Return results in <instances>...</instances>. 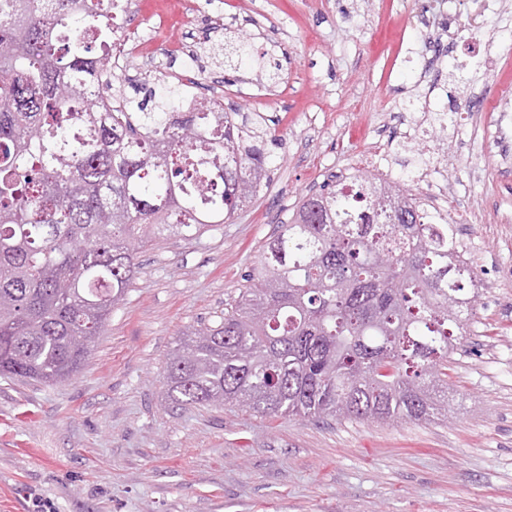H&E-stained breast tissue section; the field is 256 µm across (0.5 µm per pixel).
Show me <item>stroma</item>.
I'll list each match as a JSON object with an SVG mask.
<instances>
[{
    "mask_svg": "<svg viewBox=\"0 0 512 512\" xmlns=\"http://www.w3.org/2000/svg\"><path fill=\"white\" fill-rule=\"evenodd\" d=\"M197 0H153L138 33L191 46L224 101L272 119L271 182L228 223L167 236L88 360L55 384L0 377V512H512V171L491 108L512 63L466 57L472 0H430L456 41L424 44L420 0H210L197 27L160 17ZM189 60L158 57L145 86L164 96ZM421 121L411 139L406 118ZM388 162L397 188L424 196L440 168L449 223L472 234L486 298L448 364L447 421L267 418L234 406L165 402L166 362L183 334L223 316L276 224L330 176Z\"/></svg>",
    "mask_w": 512,
    "mask_h": 512,
    "instance_id": "35a3bbf8",
    "label": "stroma"
}]
</instances>
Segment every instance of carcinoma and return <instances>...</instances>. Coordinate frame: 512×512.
Listing matches in <instances>:
<instances>
[{
	"mask_svg": "<svg viewBox=\"0 0 512 512\" xmlns=\"http://www.w3.org/2000/svg\"><path fill=\"white\" fill-rule=\"evenodd\" d=\"M114 0H0V374L76 375L138 250L230 220L270 181L267 118L202 105L103 112ZM453 225L373 176L306 194L224 317L171 354L178 406L269 418H448L472 300Z\"/></svg>",
	"mask_w": 512,
	"mask_h": 512,
	"instance_id": "1",
	"label": "carcinoma"
}]
</instances>
